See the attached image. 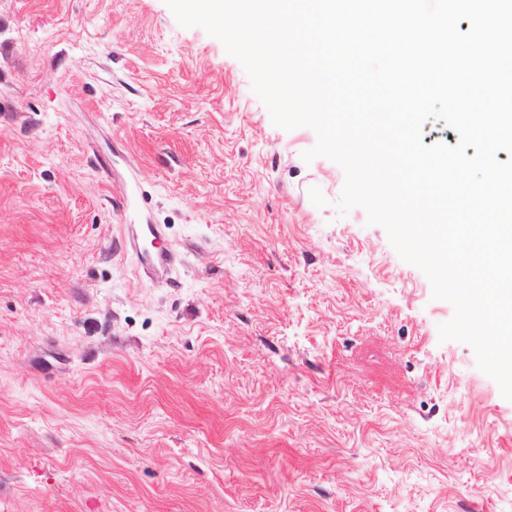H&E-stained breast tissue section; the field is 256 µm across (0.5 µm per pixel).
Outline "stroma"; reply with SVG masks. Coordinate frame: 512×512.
Segmentation results:
<instances>
[{"label": "stroma", "instance_id": "1", "mask_svg": "<svg viewBox=\"0 0 512 512\" xmlns=\"http://www.w3.org/2000/svg\"><path fill=\"white\" fill-rule=\"evenodd\" d=\"M316 142L165 0H0V512H512V401ZM139 253L154 269H165L173 264L175 253L164 242L159 224H141ZM143 243V246H142Z\"/></svg>", "mask_w": 512, "mask_h": 512}]
</instances>
